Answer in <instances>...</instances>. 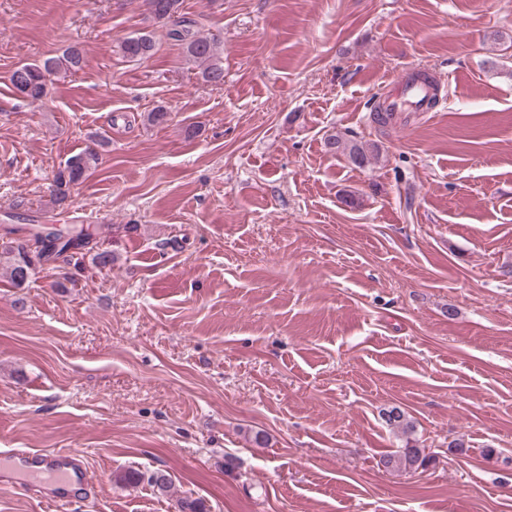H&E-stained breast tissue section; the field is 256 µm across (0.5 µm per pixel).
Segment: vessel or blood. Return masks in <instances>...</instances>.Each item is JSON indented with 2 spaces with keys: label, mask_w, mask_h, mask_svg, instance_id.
Listing matches in <instances>:
<instances>
[{
  "label": "vessel or blood",
  "mask_w": 512,
  "mask_h": 512,
  "mask_svg": "<svg viewBox=\"0 0 512 512\" xmlns=\"http://www.w3.org/2000/svg\"><path fill=\"white\" fill-rule=\"evenodd\" d=\"M390 96L383 103L385 111L430 112L435 108V84L433 81L414 79L410 75H395L388 82ZM9 470L0 469V486L9 487V471L28 473L40 489L41 500L49 512H70L75 486L87 484L89 476L86 463L73 450L53 452L35 451L29 448H12L6 451Z\"/></svg>",
  "instance_id": "vessel-or-blood-1"
}]
</instances>
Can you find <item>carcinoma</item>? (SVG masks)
<instances>
[{"label": "carcinoma", "instance_id": "obj_1", "mask_svg": "<svg viewBox=\"0 0 512 512\" xmlns=\"http://www.w3.org/2000/svg\"><path fill=\"white\" fill-rule=\"evenodd\" d=\"M147 2L150 4V14L165 29L166 38L172 45L181 47L188 59L197 64L202 79L215 85L224 83L223 47L220 38L215 34H202L198 22L181 12V0ZM155 49L156 40L151 32L137 33L121 42L123 54L132 60L147 59L154 54ZM82 66L81 52L70 47L62 54L46 58L40 63H25L16 67L11 72L10 82L24 98L39 105L47 99L50 85L55 79L76 73ZM104 146V141H96L95 146L72 156L64 169L58 171L51 189L54 205L65 206L71 197L73 186L97 168L101 158L99 149ZM327 146L331 152L347 156L357 167H364L369 163L362 148L340 135L329 137ZM85 250L94 252L93 260L101 267H107L114 261L112 252L97 249L93 235L82 227L59 228L46 233L42 225L36 224L30 229L27 239L6 251L7 272L13 283L20 287L31 277L36 265L72 257ZM383 418L387 425L401 429L405 435V443L397 453L383 456L380 459L381 465L386 469L398 466L417 469L423 466L426 456L417 441L411 438L413 425L405 419L403 412L394 407L384 412ZM144 479L160 492H166L170 487L168 478L160 472L146 478L137 471H128L120 477L127 484H138Z\"/></svg>", "mask_w": 512, "mask_h": 512}]
</instances>
